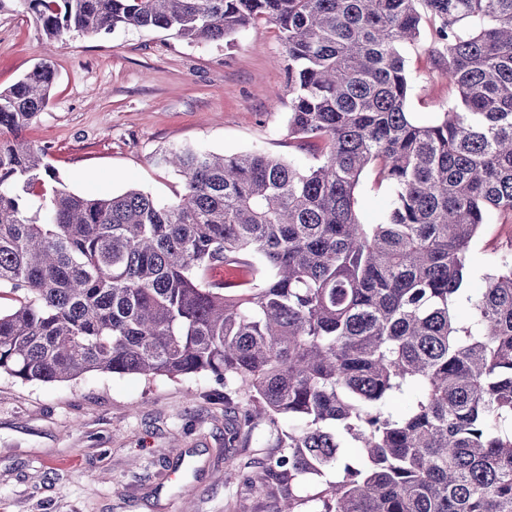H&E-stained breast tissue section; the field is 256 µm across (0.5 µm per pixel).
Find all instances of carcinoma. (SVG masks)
I'll return each instance as SVG.
<instances>
[{
  "mask_svg": "<svg viewBox=\"0 0 512 512\" xmlns=\"http://www.w3.org/2000/svg\"><path fill=\"white\" fill-rule=\"evenodd\" d=\"M17 2L49 41L275 25L312 162L174 146L157 163L184 190L163 203L74 193L46 150L0 141V290L23 293L0 311V374L213 375L247 397L231 439H273L224 479L272 512H512V258L464 288L487 215L512 214V0ZM424 10L456 88L430 123L407 112L402 54ZM55 79L40 62L0 89V127L29 124ZM368 171L390 192L375 224L355 211ZM224 265L250 279L211 280Z\"/></svg>",
  "mask_w": 512,
  "mask_h": 512,
  "instance_id": "1",
  "label": "carcinoma"
}]
</instances>
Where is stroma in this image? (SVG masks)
<instances>
[{
	"label": "stroma",
	"instance_id": "1",
	"mask_svg": "<svg viewBox=\"0 0 512 512\" xmlns=\"http://www.w3.org/2000/svg\"><path fill=\"white\" fill-rule=\"evenodd\" d=\"M432 20L406 48L408 110L447 111L454 87L431 60ZM284 50L274 25L190 44L163 31L68 34L46 47L23 6L0 13V88L39 61L57 74L47 106L0 140L46 149L68 189H131L173 201L183 179L161 150L201 144L224 154L260 148L308 162L288 137ZM512 256V215L492 213L469 252V291ZM224 386L207 374L151 381L92 372L64 382L0 375V512H269L268 500L223 481Z\"/></svg>",
	"mask_w": 512,
	"mask_h": 512
}]
</instances>
